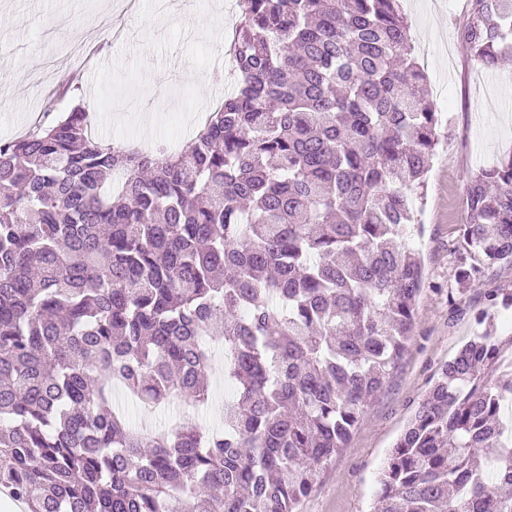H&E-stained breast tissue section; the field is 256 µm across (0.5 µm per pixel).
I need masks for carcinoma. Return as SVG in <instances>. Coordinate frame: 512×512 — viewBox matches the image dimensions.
Listing matches in <instances>:
<instances>
[{"mask_svg":"<svg viewBox=\"0 0 512 512\" xmlns=\"http://www.w3.org/2000/svg\"><path fill=\"white\" fill-rule=\"evenodd\" d=\"M236 89L177 152L76 106L0 140V488L26 512H297L411 338V239L444 117L400 0H239ZM497 70L512 0L460 32ZM459 283L512 264V152L465 190ZM512 292L440 368L373 512H512ZM224 428L112 409L210 401ZM214 346L216 351L215 361L208 374L213 402L207 410L197 416L196 420L197 423L209 428L221 426L222 423L219 418L222 408H224V398L228 395V390L232 393L231 386L224 382V354L221 351L223 345L219 340H216ZM222 354L223 358L220 357ZM216 420L218 421L216 422Z\"/></svg>","mask_w":512,"mask_h":512,"instance_id":"1","label":"carcinoma"}]
</instances>
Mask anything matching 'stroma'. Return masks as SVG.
<instances>
[{"mask_svg": "<svg viewBox=\"0 0 512 512\" xmlns=\"http://www.w3.org/2000/svg\"><path fill=\"white\" fill-rule=\"evenodd\" d=\"M238 0H139L114 18L111 0H0V139L18 137L46 103L60 111L82 105L93 132L152 144L170 131L185 136L232 92L233 77L213 84L223 66L215 55ZM412 43L428 48L419 63L436 108L449 122L427 174L423 226L412 238L424 280L407 352L372 402L348 445L324 469L298 512H369L377 475L419 402L474 334L488 291H512V265L501 264L467 290L457 284L459 226L469 178L512 149V61L483 69L459 38L468 0H401ZM123 36L113 41L112 26ZM109 68H101L100 56Z\"/></svg>", "mask_w": 512, "mask_h": 512, "instance_id": "35a3bbf8", "label": "stroma"}]
</instances>
